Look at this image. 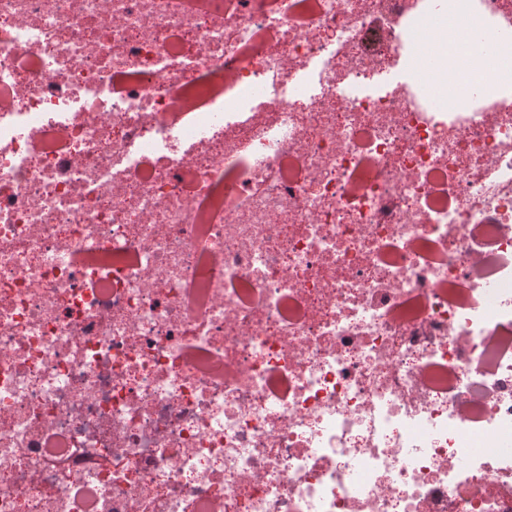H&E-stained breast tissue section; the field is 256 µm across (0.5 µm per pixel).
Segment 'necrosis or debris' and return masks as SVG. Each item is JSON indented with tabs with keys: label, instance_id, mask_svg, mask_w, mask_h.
Instances as JSON below:
<instances>
[{
	"label": "necrosis or debris",
	"instance_id": "4bbe7bcc",
	"mask_svg": "<svg viewBox=\"0 0 512 512\" xmlns=\"http://www.w3.org/2000/svg\"><path fill=\"white\" fill-rule=\"evenodd\" d=\"M210 3L0 0V512H512V0Z\"/></svg>",
	"mask_w": 512,
	"mask_h": 512
}]
</instances>
